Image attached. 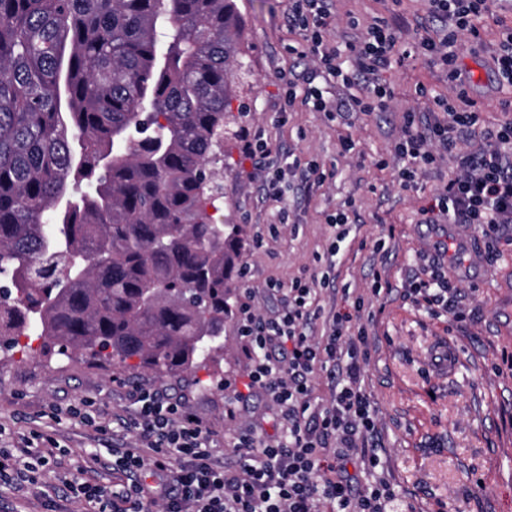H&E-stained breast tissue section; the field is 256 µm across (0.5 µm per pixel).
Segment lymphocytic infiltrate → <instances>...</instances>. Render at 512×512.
Here are the masks:
<instances>
[{"label":"lymphocytic infiltrate","instance_id":"1","mask_svg":"<svg viewBox=\"0 0 512 512\" xmlns=\"http://www.w3.org/2000/svg\"><path fill=\"white\" fill-rule=\"evenodd\" d=\"M489 10V0H428V17L437 28L419 48L444 72L452 95L434 99L428 111L403 113L394 145L402 163V189L414 188L422 172L458 155L462 134L484 122L459 57L461 39L481 43L480 22ZM288 21L315 67L304 85L289 82L287 103L304 98L312 111L332 120L388 109L393 92L382 75L392 65L395 28L376 20L360 39L338 41L329 0H290ZM327 83L352 94L344 100L326 98ZM501 110L506 118L487 128V147L459 156L458 172L420 209L422 223L473 227L484 242L480 259L489 266L498 262L496 242L512 224V100H502ZM325 178L318 164L305 169L291 164L266 176L263 188L281 200L294 184L311 186ZM354 206L346 201L327 216L335 244L349 236L348 212ZM335 244L324 255L320 276L295 279L285 289L271 285V292L282 293L283 303L270 315L257 314L248 300L239 307L247 381L225 415L234 417L235 405L263 393L280 414V435L241 431L232 446L247 462L238 470L226 468L218 460L212 430L188 413L185 400L142 388L134 396V410L118 420L137 444L112 451V471L124 475L125 483L108 487L72 473L62 479L65 495L83 501L88 512H152L157 505L165 512H413L397 494L379 455L383 436L364 385L374 317L366 313L363 295L349 291L343 294L347 306L339 310L323 313L317 302L318 286H330L337 278ZM406 296L427 314H448L457 327L477 320L461 289L438 270L412 280ZM319 322L324 332L318 336L314 326ZM320 370L331 379L324 405L316 403L311 384ZM60 453L53 439L39 433L21 437L13 449L0 451V485L34 492L44 475L58 467ZM362 473L367 482H359Z\"/></svg>","mask_w":512,"mask_h":512}]
</instances>
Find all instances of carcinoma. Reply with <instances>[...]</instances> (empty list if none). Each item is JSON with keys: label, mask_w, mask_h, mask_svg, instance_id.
Wrapping results in <instances>:
<instances>
[{"label": "carcinoma", "mask_w": 512, "mask_h": 512, "mask_svg": "<svg viewBox=\"0 0 512 512\" xmlns=\"http://www.w3.org/2000/svg\"><path fill=\"white\" fill-rule=\"evenodd\" d=\"M245 55L234 0H0V352L224 355L242 229L208 208Z\"/></svg>", "instance_id": "obj_1"}]
</instances>
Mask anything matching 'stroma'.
<instances>
[{
    "label": "stroma",
    "instance_id": "stroma-1",
    "mask_svg": "<svg viewBox=\"0 0 512 512\" xmlns=\"http://www.w3.org/2000/svg\"><path fill=\"white\" fill-rule=\"evenodd\" d=\"M248 43L251 73L244 85L249 111L224 141V199L216 213L220 223L243 227L242 253L246 274L236 280L230 303L239 307L246 291H255L258 312L276 309L279 296L266 285L283 283L320 272L318 261L331 235L325 222L344 201L354 199L353 229L339 244L336 269L339 290L322 291L324 309L340 306L342 286L365 291L373 282V251L385 239L396 258L384 275L390 289L371 298L375 314L369 329L370 357L364 378L383 428L386 460L396 492L413 502L418 512H512V370L501 363L512 352V237L499 240L502 257L484 265L478 257L482 243L458 229L457 235L474 246L466 257L467 284L476 290L466 303L478 312L476 323L452 329L447 318L429 316L406 300L404 290L434 246L448 235L444 224H423L417 210L425 205L455 172L444 161L418 178L416 189L398 184L393 145L400 118L407 109L424 106L415 93L423 84L432 97L449 93L442 70L428 65L416 50L430 33L425 25V0H333L335 32L350 39L367 23L382 18L399 28L397 53L401 63L384 74L395 96L390 108L346 124L311 111L303 100L282 110L284 84L301 74L307 62L293 49L300 37L288 23V0H236ZM483 42L465 46L461 67L473 74L472 95L485 123L469 131L481 143L485 125L503 118L501 100L512 90L498 88L490 71V56L501 28L512 26V0H494L483 20ZM354 141L343 153L340 141ZM266 144L274 165L316 161L334 173L312 195L294 188L283 201L267 197L264 174L243 155L252 141ZM387 167H379L380 159ZM236 317L224 322V357L192 374L159 377L142 369L100 368L63 355L14 354L0 360V448L13 438L38 431L67 449L66 472H83L90 481L111 484V447L134 445L132 436L99 432L66 409L79 399L94 400L104 424L134 408L138 388H160L185 397L188 410L214 432L225 466L238 468L246 459L233 450L239 429L262 424L275 434L278 419L262 394H255L237 421L224 417V407L246 380L247 361L241 352ZM0 512H86L84 502L59 496L52 488L43 495L19 497L0 488Z\"/></svg>",
    "mask_w": 512,
    "mask_h": 512
}]
</instances>
